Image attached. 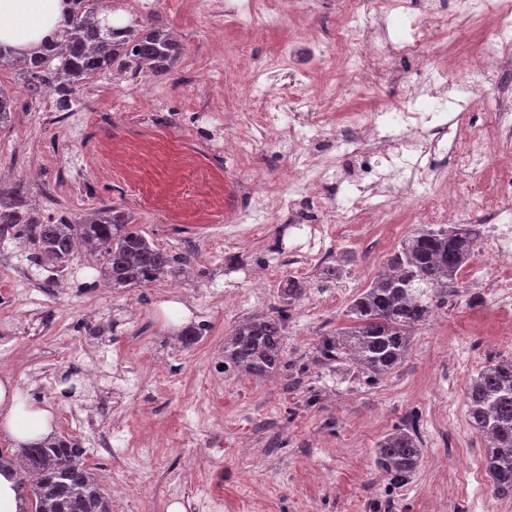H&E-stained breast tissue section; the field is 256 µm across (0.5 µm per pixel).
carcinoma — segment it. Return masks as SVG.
Instances as JSON below:
<instances>
[{
    "label": "carcinoma",
    "mask_w": 512,
    "mask_h": 512,
    "mask_svg": "<svg viewBox=\"0 0 512 512\" xmlns=\"http://www.w3.org/2000/svg\"><path fill=\"white\" fill-rule=\"evenodd\" d=\"M67 2L58 40L24 58L27 91L38 97L56 92L63 111L72 106L83 81L103 70L148 68L164 75L182 55V45L153 18L134 26L103 24L93 20L94 0ZM478 237L477 225L452 224L422 227L404 239L387 260V270L349 304L351 326L321 337L320 356L331 362L344 355L375 379L392 373L408 353L413 328L432 312L433 299H445L458 287ZM20 239L35 246L29 261L38 269L64 268L77 242L93 245L104 258L102 275L117 290L176 277L192 264L190 254L163 251L150 242L115 206L105 207L88 224L66 218L41 224L27 215L20 186L0 184V245ZM304 292L299 279H283L279 307L224 338V371L261 378L288 369L283 360L288 311ZM465 398L469 425L487 438L483 465L492 496L511 500L512 361L485 367L470 381ZM374 453L375 467L393 488L408 485L423 459L412 427L385 436ZM23 458L15 477L29 485L36 512H110L78 443L60 437L33 442L23 448Z\"/></svg>",
    "instance_id": "carcinoma-1"
}]
</instances>
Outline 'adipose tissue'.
Instances as JSON below:
<instances>
[{"label":"adipose tissue","mask_w":512,"mask_h":512,"mask_svg":"<svg viewBox=\"0 0 512 512\" xmlns=\"http://www.w3.org/2000/svg\"><path fill=\"white\" fill-rule=\"evenodd\" d=\"M65 0H0V41L27 50L55 29ZM49 408L29 402L10 379H0V429L16 444L28 445L52 431Z\"/></svg>","instance_id":"adipose-tissue-1"}]
</instances>
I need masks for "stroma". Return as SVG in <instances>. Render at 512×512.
<instances>
[{
  "instance_id": "1",
  "label": "stroma",
  "mask_w": 512,
  "mask_h": 512,
  "mask_svg": "<svg viewBox=\"0 0 512 512\" xmlns=\"http://www.w3.org/2000/svg\"><path fill=\"white\" fill-rule=\"evenodd\" d=\"M115 24L153 17L184 45L182 58L163 77L114 69L76 94L74 111L57 109L56 93L34 99L19 93L12 121L0 128V181L25 190L31 214L41 221L66 216L82 222L100 209H124L143 235L160 248L191 251L189 275L115 291L97 280L103 260L79 252L65 270L64 287L51 272L27 260L32 247L16 241L0 248V299L11 274L27 276L42 292L39 311L0 303V341L16 347L13 384L23 396L61 415L65 403L44 395L39 374L65 371L74 354L100 365L88 383L77 382L72 400L93 415V428H111L121 410L127 437L122 456L87 458L103 492L129 462L140 467L112 512H168L172 503L195 512L194 503L224 499V512H492L488 478L459 485L461 475L483 461L485 439L466 417L465 394L485 366L512 359V333L489 301L483 282L499 276L490 258L475 255L460 274L447 305L434 308L412 335L402 364L373 380L347 359L321 360V336L346 324L351 299L371 282L404 237L420 222L399 213L394 234L386 224H340L328 214L334 253L324 263L295 271L282 247L305 246L304 231L280 217L244 234L224 221V207L201 192L209 179L223 181L236 207H246L238 186L274 197L288 187V156L258 131L265 101L239 84L240 71L268 77L281 89L296 74L304 95L300 117L324 109L329 84L346 86L331 56L344 20L341 0H302L270 30L245 27L224 13V0H120ZM455 15L453 28L443 27ZM432 50L439 66L455 55L472 57L488 31L483 21L457 11V0H440ZM425 77L408 57H391L371 82L346 86L336 111L376 113L406 102ZM246 113L238 127L253 151L225 158L217 145L225 131L216 112ZM242 262L228 267L227 257ZM338 276L326 278L325 266ZM298 275L307 287L289 312L284 359L305 366L301 387L287 391L283 376L257 379L227 372L214 394L205 376L224 359L232 328L279 304L278 286ZM169 301L187 303L180 319ZM206 321L208 332L193 348L173 342L178 328ZM136 375L141 390L124 399L115 382ZM205 405L209 418L201 443L184 436L185 412ZM415 425L424 457L412 482L388 489L374 465L378 440Z\"/></svg>"
}]
</instances>
